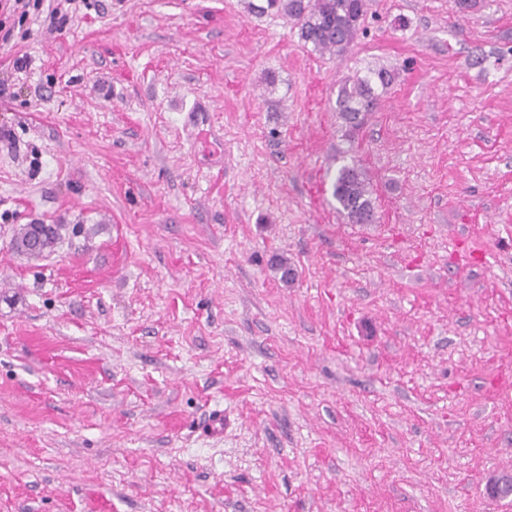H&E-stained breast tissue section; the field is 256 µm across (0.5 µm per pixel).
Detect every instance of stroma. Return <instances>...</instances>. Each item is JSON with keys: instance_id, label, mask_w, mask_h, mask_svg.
Masks as SVG:
<instances>
[{"instance_id": "1", "label": "stroma", "mask_w": 512, "mask_h": 512, "mask_svg": "<svg viewBox=\"0 0 512 512\" xmlns=\"http://www.w3.org/2000/svg\"><path fill=\"white\" fill-rule=\"evenodd\" d=\"M264 3L7 19L0 512H512V0H367L340 57ZM371 74L373 76L349 78L339 86L335 111L343 137L348 141L355 140L374 109L377 96L372 86L373 81L376 80L382 88H386L394 80V73L384 67ZM332 196L338 210L351 224H371L375 218V204L369 182L356 164L342 166L332 184ZM32 224H23L15 230L11 243L14 250L22 255L29 257H42L54 251L56 245L61 240V230L63 225L53 224V229L46 238L37 246L30 244ZM487 495L492 499H508L512 497V473L491 475L486 484Z\"/></svg>"}]
</instances>
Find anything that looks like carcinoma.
<instances>
[{"mask_svg":"<svg viewBox=\"0 0 512 512\" xmlns=\"http://www.w3.org/2000/svg\"><path fill=\"white\" fill-rule=\"evenodd\" d=\"M267 8L282 12L294 19L299 37L313 49L344 55L362 29L366 16V0H266ZM394 73L384 67L370 76H355L345 80L338 89L336 112L343 137L355 140L373 111L377 96L373 82L388 87ZM332 196L340 213L350 224H371L375 204L369 182L363 170L355 164L342 166L332 184ZM63 225L55 224L38 245L30 244L32 227L21 225L15 230L11 243L14 250L29 257H42L54 251L61 240Z\"/></svg>","mask_w":512,"mask_h":512,"instance_id":"cac0c4a2","label":"carcinoma"}]
</instances>
